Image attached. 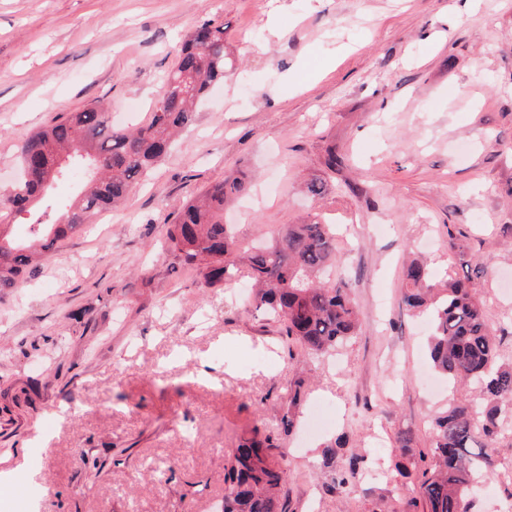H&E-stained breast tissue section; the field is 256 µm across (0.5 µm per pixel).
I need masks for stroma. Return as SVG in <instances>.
I'll list each match as a JSON object with an SVG mask.
<instances>
[{"label": "stroma", "instance_id": "stroma-1", "mask_svg": "<svg viewBox=\"0 0 512 512\" xmlns=\"http://www.w3.org/2000/svg\"><path fill=\"white\" fill-rule=\"evenodd\" d=\"M207 19L230 64L177 146L0 287V458L29 461L0 512H224V464L256 427L290 512H426L408 490L430 422L479 395L428 391L429 325L401 306L403 268L477 267L512 363V0H0V196L21 142L66 113L101 102L113 124H144L174 47ZM242 174L248 193L224 204L241 246L335 225L361 327L332 354L255 310L247 272L209 286L169 249L182 207ZM503 418L470 512L512 500V406Z\"/></svg>", "mask_w": 512, "mask_h": 512}]
</instances>
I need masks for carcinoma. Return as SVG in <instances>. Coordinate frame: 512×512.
Returning <instances> with one entry per match:
<instances>
[{"label":"carcinoma","instance_id":"carcinoma-1","mask_svg":"<svg viewBox=\"0 0 512 512\" xmlns=\"http://www.w3.org/2000/svg\"><path fill=\"white\" fill-rule=\"evenodd\" d=\"M224 23L208 19L176 48L163 93L149 121L114 127L107 112L89 107L29 135L19 148L22 169L35 177L13 184L3 201L23 217L25 237L0 224V283L19 279L32 255L47 254L93 214L124 198L164 157L176 132L191 125L194 105L224 78ZM90 166L93 185L71 203L50 197L52 183L74 166ZM248 190L245 177L209 186L182 210L167 232L169 248L183 264L197 269L208 285L222 283L246 265L254 281L252 302L282 323L285 335L311 355L325 354L356 333L357 307L349 284L329 277L336 266L329 224H289L273 243L240 251L224 224V202ZM402 300L412 311H430V358L448 381L478 385L486 404L467 400L448 405L432 427L433 464L422 472L414 492L427 512H468L479 490L478 474L490 472V443L502 430V409L512 404V367L496 363V345L470 277L448 275L436 282L424 261L404 270ZM271 437L255 429L224 465V512H288L281 490L288 470L268 459Z\"/></svg>","mask_w":512,"mask_h":512}]
</instances>
